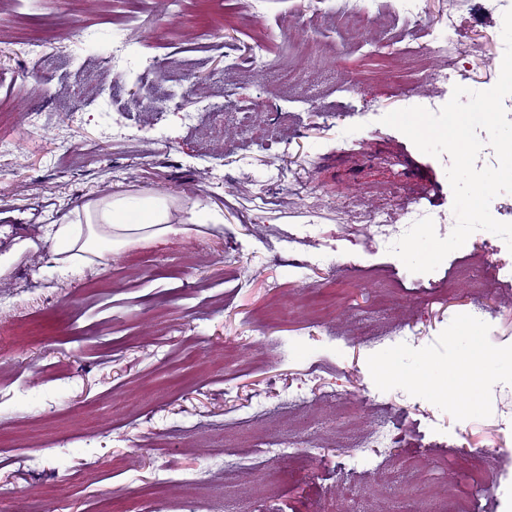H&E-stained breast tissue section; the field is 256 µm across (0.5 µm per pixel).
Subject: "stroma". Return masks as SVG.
<instances>
[{"label":"stroma","instance_id":"obj_1","mask_svg":"<svg viewBox=\"0 0 512 512\" xmlns=\"http://www.w3.org/2000/svg\"><path fill=\"white\" fill-rule=\"evenodd\" d=\"M363 6L374 22L356 38L339 0H138L135 30L126 0H0V226L38 246L0 278V512H185L178 483L199 474L192 512H403L418 482L438 512L475 469L471 512H512L494 490L512 474L497 427L512 392L481 389L461 412L420 377L463 359L448 321L479 300L499 339L490 374L512 378V251L471 238L412 273L344 220L354 205L453 219L445 157L381 122L453 89L387 60L419 57L431 27L478 46L433 67L490 89L504 9L427 0L399 21L397 0ZM252 109L266 130L239 125ZM123 189L224 222L53 272L49 225ZM394 327L416 344L390 348ZM380 425L400 444L364 447ZM62 470L70 487L48 496Z\"/></svg>","mask_w":512,"mask_h":512}]
</instances>
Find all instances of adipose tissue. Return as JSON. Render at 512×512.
Wrapping results in <instances>:
<instances>
[{
	"mask_svg": "<svg viewBox=\"0 0 512 512\" xmlns=\"http://www.w3.org/2000/svg\"><path fill=\"white\" fill-rule=\"evenodd\" d=\"M82 220L51 225L53 266L61 272L107 265L113 252L170 235H190L206 223L222 224L220 214L193 205L174 218L168 197L118 191L88 201Z\"/></svg>",
	"mask_w": 512,
	"mask_h": 512,
	"instance_id": "1",
	"label": "adipose tissue"
}]
</instances>
